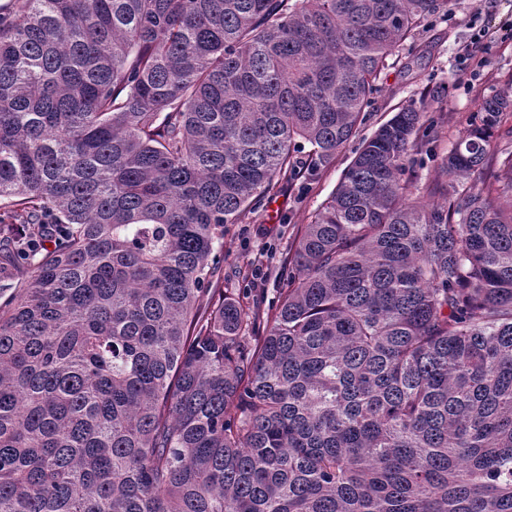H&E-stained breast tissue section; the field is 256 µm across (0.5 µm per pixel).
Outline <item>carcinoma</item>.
Returning <instances> with one entry per match:
<instances>
[{
	"mask_svg": "<svg viewBox=\"0 0 512 512\" xmlns=\"http://www.w3.org/2000/svg\"><path fill=\"white\" fill-rule=\"evenodd\" d=\"M447 12L12 0L0 512H512V97L433 181L416 105L365 138L262 325L215 287L226 226L329 166Z\"/></svg>",
	"mask_w": 512,
	"mask_h": 512,
	"instance_id": "obj_1",
	"label": "carcinoma"
}]
</instances>
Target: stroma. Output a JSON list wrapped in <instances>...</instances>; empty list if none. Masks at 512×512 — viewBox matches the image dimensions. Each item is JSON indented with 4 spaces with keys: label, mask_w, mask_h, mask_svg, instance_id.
Listing matches in <instances>:
<instances>
[{
    "label": "stroma",
    "mask_w": 512,
    "mask_h": 512,
    "mask_svg": "<svg viewBox=\"0 0 512 512\" xmlns=\"http://www.w3.org/2000/svg\"><path fill=\"white\" fill-rule=\"evenodd\" d=\"M485 32L478 53L487 65L479 72L464 70L459 59L474 28ZM395 64L381 76V89L361 125L334 162L312 180L281 183L273 195L256 199L239 223L224 236V285L246 306L269 305L287 275L283 262L292 252L301 224L335 190L363 138L390 119L400 106L425 102L423 118L442 123L443 140L426 145L413 156L422 177L437 176L444 155L458 141L468 118L477 112L484 92L512 95V0H450L447 16L432 19L414 43L400 47ZM262 285H254L253 271Z\"/></svg>",
    "instance_id": "stroma-1"
}]
</instances>
